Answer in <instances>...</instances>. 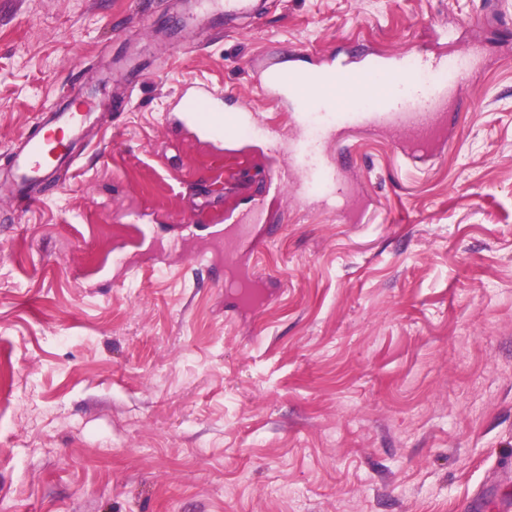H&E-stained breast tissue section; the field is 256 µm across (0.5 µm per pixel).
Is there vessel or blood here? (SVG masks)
Returning a JSON list of instances; mask_svg holds the SVG:
<instances>
[{
  "label": "vessel or blood",
  "instance_id": "1",
  "mask_svg": "<svg viewBox=\"0 0 512 512\" xmlns=\"http://www.w3.org/2000/svg\"><path fill=\"white\" fill-rule=\"evenodd\" d=\"M262 15L257 0H188L184 13L170 20L173 46L187 49L198 22L209 21L220 30L227 20L256 21ZM427 59L422 48L412 56L371 58L357 67L336 57L321 66H307L295 54L265 71L260 81L262 95L294 105L292 134L272 136L264 143L269 154L286 156L289 165L288 171L269 173L268 198L278 201L289 195L303 202L312 197L333 201L345 196L349 186L334 158L325 152L328 140L337 134L352 130L400 133L403 148L412 154L439 146L447 136L448 95L478 64L479 52L467 47L457 61L443 67H427ZM108 90V84L102 83L66 95L61 105L40 114L11 154L7 198L23 208L42 202L41 190L54 183L59 168L75 164L77 146L96 124ZM218 101L211 87L199 84L182 100L183 121L201 138L218 144L259 129L256 113L242 110L225 118ZM264 209L260 203L254 212L235 216V233L224 237L225 264L236 261L252 223L260 220Z\"/></svg>",
  "mask_w": 512,
  "mask_h": 512
}]
</instances>
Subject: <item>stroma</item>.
Masks as SVG:
<instances>
[{"instance_id":"obj_1","label":"stroma","mask_w":512,"mask_h":512,"mask_svg":"<svg viewBox=\"0 0 512 512\" xmlns=\"http://www.w3.org/2000/svg\"><path fill=\"white\" fill-rule=\"evenodd\" d=\"M174 11L0 0V168L103 50L146 64L52 200L0 199V512H471L512 463V0H266L190 53L149 29ZM422 44L481 50L446 145L347 135L348 199L257 225L237 308L213 233L276 161L197 138L182 86L285 133L269 61Z\"/></svg>"}]
</instances>
